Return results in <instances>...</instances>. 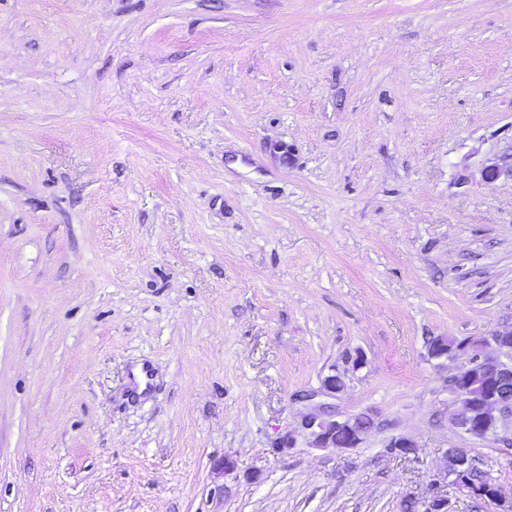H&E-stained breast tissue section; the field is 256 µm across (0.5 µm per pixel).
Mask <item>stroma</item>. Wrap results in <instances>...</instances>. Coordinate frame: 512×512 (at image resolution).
I'll return each instance as SVG.
<instances>
[{
  "mask_svg": "<svg viewBox=\"0 0 512 512\" xmlns=\"http://www.w3.org/2000/svg\"><path fill=\"white\" fill-rule=\"evenodd\" d=\"M510 153L512 0H0V512L511 498L428 356L512 323ZM333 371L364 443L276 449ZM448 465L447 478L453 477L451 483L462 493H465L477 504L494 503L500 511L510 512L512 502L509 505L503 503L501 493L493 481L488 482L484 488L475 487L470 481V474L479 469L476 460L463 448H451L447 453Z\"/></svg>",
  "mask_w": 512,
  "mask_h": 512,
  "instance_id": "1",
  "label": "stroma"
}]
</instances>
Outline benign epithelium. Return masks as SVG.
<instances>
[{
	"mask_svg": "<svg viewBox=\"0 0 512 512\" xmlns=\"http://www.w3.org/2000/svg\"><path fill=\"white\" fill-rule=\"evenodd\" d=\"M512 178V159L486 166L482 179L496 181ZM434 359H464L463 365L448 376L447 394L453 408L452 424L475 439H486L494 434L499 423L512 418V326H505L483 338H466L450 347L446 339L438 337L429 345ZM343 388L340 376L324 377L321 387L299 396L306 412L300 421L301 434L309 448H339L337 435H348L346 447L357 448L363 441L366 428L357 424V416L340 415L328 399L336 397ZM446 476L455 488L478 504L493 503L500 512H512L494 482L483 488L474 486L470 474L478 470L476 460L463 448H452L447 453Z\"/></svg>",
	"mask_w": 512,
	"mask_h": 512,
	"instance_id": "7a95c632",
	"label": "benign epithelium"
}]
</instances>
